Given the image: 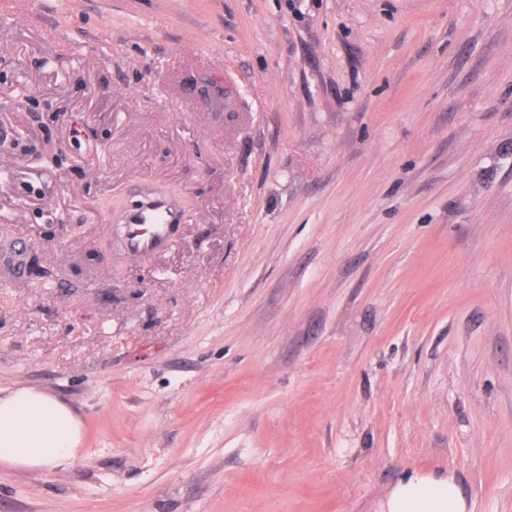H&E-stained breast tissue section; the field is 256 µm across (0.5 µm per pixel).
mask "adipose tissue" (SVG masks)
Wrapping results in <instances>:
<instances>
[{
	"label": "adipose tissue",
	"instance_id": "adipose-tissue-1",
	"mask_svg": "<svg viewBox=\"0 0 512 512\" xmlns=\"http://www.w3.org/2000/svg\"><path fill=\"white\" fill-rule=\"evenodd\" d=\"M81 428L54 397L21 387L0 395V462L67 469L78 459ZM382 512H468L453 475L411 473L391 490Z\"/></svg>",
	"mask_w": 512,
	"mask_h": 512
}]
</instances>
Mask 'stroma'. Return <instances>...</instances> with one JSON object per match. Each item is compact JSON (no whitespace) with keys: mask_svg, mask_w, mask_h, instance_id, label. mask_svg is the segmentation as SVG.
I'll use <instances>...</instances> for the list:
<instances>
[{"mask_svg":"<svg viewBox=\"0 0 512 512\" xmlns=\"http://www.w3.org/2000/svg\"><path fill=\"white\" fill-rule=\"evenodd\" d=\"M168 247L102 243L138 179ZM0 512H512V0H0ZM80 443V424L54 397L27 387L0 390L1 462L64 470L77 461ZM381 512H471L455 477L411 473L391 490Z\"/></svg>","mask_w":512,"mask_h":512,"instance_id":"stroma-1","label":"stroma"}]
</instances>
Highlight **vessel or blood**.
<instances>
[{"mask_svg": "<svg viewBox=\"0 0 512 512\" xmlns=\"http://www.w3.org/2000/svg\"><path fill=\"white\" fill-rule=\"evenodd\" d=\"M182 216V208L174 198L153 186H144L135 208L117 216L121 254L145 259L163 250Z\"/></svg>", "mask_w": 512, "mask_h": 512, "instance_id": "1", "label": "vessel or blood"}]
</instances>
